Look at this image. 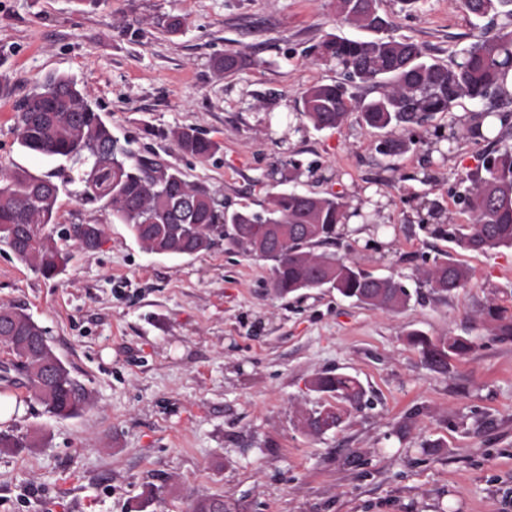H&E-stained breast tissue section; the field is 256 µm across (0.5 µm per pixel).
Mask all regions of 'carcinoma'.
<instances>
[{"label":"carcinoma","instance_id":"cac0c4a2","mask_svg":"<svg viewBox=\"0 0 512 512\" xmlns=\"http://www.w3.org/2000/svg\"><path fill=\"white\" fill-rule=\"evenodd\" d=\"M336 16L365 31L368 36L350 39L330 35L318 47L319 56L336 65L358 86L379 90L370 100H356L340 84L314 83L301 93L300 112L317 130L338 128L352 112L368 129L385 130L425 123L449 111L460 100L484 101L491 97L511 101L505 89L512 71V31L501 27L481 33L449 64L428 58L421 48L388 33L378 0H335ZM458 7L478 17L512 18V0H458ZM238 51L217 59L213 67L229 76L242 65ZM20 145L47 157L82 160L87 164L81 182L82 200L104 203L112 218L128 226L135 241L147 252L194 256L208 251L215 239L230 249L273 262L270 288L279 296L313 288H334L343 297L382 310L403 308L411 293L399 280L377 277L352 258L324 250L336 240V227L346 222L347 204L336 194L283 191L270 196L264 212L229 210L210 190L186 179L169 164L140 156L127 163L128 152L112 138L85 88L65 75L50 76L27 94L18 106ZM177 147L201 161L212 157L219 145L201 137L193 128L172 132ZM400 138L381 141L376 150L396 156L406 149ZM463 198L472 224L457 229L459 247L489 253L512 247V148L494 149L482 159L480 171L469 175ZM59 186L52 176L26 171L0 170V240L15 256L45 278L65 268L66 258L43 229L53 223ZM269 224L265 237L255 231ZM103 230L88 225L78 243L94 248ZM419 281L438 294L466 287L470 272L439 253L422 258ZM499 336L512 335V315L501 306L488 307ZM425 366L437 373L448 371V361L472 351L461 338L433 340L412 332ZM0 347L11 356L0 366L25 379L24 385L46 412L61 418L78 415L87 398L70 370L45 338V332L21 309L0 310ZM311 386L339 401L358 404L364 397L360 383L341 373H324ZM340 410L328 404L308 414L306 432L321 436L341 422ZM36 439L0 433V452L16 453L35 448ZM191 512H224V497L195 501Z\"/></svg>","mask_w":512,"mask_h":512}]
</instances>
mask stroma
<instances>
[{"instance_id":"obj_1","label":"stroma","mask_w":512,"mask_h":512,"mask_svg":"<svg viewBox=\"0 0 512 512\" xmlns=\"http://www.w3.org/2000/svg\"><path fill=\"white\" fill-rule=\"evenodd\" d=\"M395 36L444 62L479 32H496L455 0H380ZM184 21L175 34L163 22ZM357 37L330 0H0V169L54 175L46 234L68 255L47 279L0 241V309L20 308L46 332L89 404L58 419L23 385L0 380L22 412L0 432H43L40 447L0 454V512H188L220 495L226 512H512V336L478 311L512 308V248L461 249L469 224L463 178L490 146L452 138L485 108L464 101L416 129L385 158L380 132L350 117L314 129L302 90L344 81L317 60L328 35ZM246 65L226 77L215 58ZM82 84L119 145L172 165L232 209L262 211L269 193L343 195L354 215L334 250L400 280L409 304L383 311L315 288L281 297L269 261L225 249L146 252L108 209L82 201L84 164L18 141L16 105L50 74ZM218 143L207 161L174 129ZM104 230L98 248L66 232ZM466 265V287L442 296L417 280L419 254ZM456 336L474 351L448 371L426 368L407 336ZM355 377L361 405L308 435L303 416L329 403L312 380ZM149 507H142L145 497Z\"/></svg>"}]
</instances>
